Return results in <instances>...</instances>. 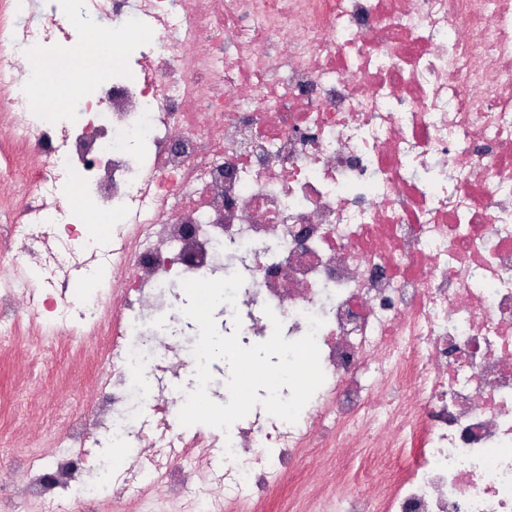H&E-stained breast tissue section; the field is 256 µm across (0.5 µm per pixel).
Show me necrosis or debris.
<instances>
[{
  "instance_id": "obj_1",
  "label": "necrosis or debris",
  "mask_w": 512,
  "mask_h": 512,
  "mask_svg": "<svg viewBox=\"0 0 512 512\" xmlns=\"http://www.w3.org/2000/svg\"><path fill=\"white\" fill-rule=\"evenodd\" d=\"M131 36L100 35L111 65L79 123L27 91L21 45L53 42L60 17L0 27V352L21 319L74 348L109 334L91 410L56 452L25 455L23 493L79 496L109 473L114 422L146 453L171 449L185 512H247L283 482L304 512H512V0H75ZM93 194L111 219L93 251L57 205ZM241 274L225 334L281 321L316 334L325 380L295 423L255 407L231 457L182 432L179 404L129 370L174 346L146 315L181 280ZM57 292V300L45 289ZM364 448L324 484L297 457Z\"/></svg>"
}]
</instances>
